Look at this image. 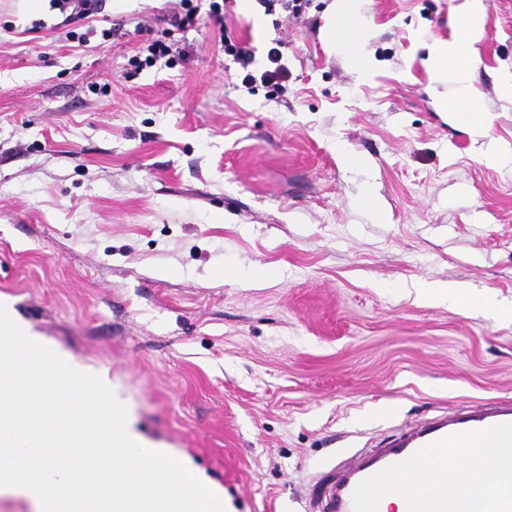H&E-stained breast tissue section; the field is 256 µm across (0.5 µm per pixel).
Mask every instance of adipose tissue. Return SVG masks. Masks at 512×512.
I'll return each instance as SVG.
<instances>
[{"label":"adipose tissue","mask_w":512,"mask_h":512,"mask_svg":"<svg viewBox=\"0 0 512 512\" xmlns=\"http://www.w3.org/2000/svg\"><path fill=\"white\" fill-rule=\"evenodd\" d=\"M456 15L453 38L428 44L424 68L431 84L452 86L451 93L439 98L440 109L466 120L479 132L485 126V115L474 93L478 59L473 45L484 30L482 0H460ZM326 37L332 50L344 56L357 73L364 76L372 71L374 62L366 50L369 31L360 0H337ZM494 453V448L485 444L461 449L451 493L462 501L472 496L478 489L482 469Z\"/></svg>","instance_id":"1"}]
</instances>
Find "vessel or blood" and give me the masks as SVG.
Wrapping results in <instances>:
<instances>
[{
	"label": "vessel or blood",
	"instance_id": "vessel-or-blood-1",
	"mask_svg": "<svg viewBox=\"0 0 512 512\" xmlns=\"http://www.w3.org/2000/svg\"><path fill=\"white\" fill-rule=\"evenodd\" d=\"M479 439L494 445L497 462L483 476V492L472 495L464 508L485 512L491 504L496 512H512V497L489 495L498 479L500 461L512 460L511 399L459 408L428 424L416 425L380 455L328 475L312 490L314 512H382L388 476H404L422 466L427 469L425 488L408 492V512H459L462 507L448 495L456 468L448 460V451L469 447Z\"/></svg>",
	"mask_w": 512,
	"mask_h": 512
}]
</instances>
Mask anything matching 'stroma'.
I'll return each instance as SVG.
<instances>
[{
  "instance_id": "1",
  "label": "stroma",
  "mask_w": 512,
  "mask_h": 512,
  "mask_svg": "<svg viewBox=\"0 0 512 512\" xmlns=\"http://www.w3.org/2000/svg\"><path fill=\"white\" fill-rule=\"evenodd\" d=\"M176 4L73 23L0 0V302L236 512H305L322 473L409 424L512 399V174L483 157L512 151V0L474 44L479 135L423 67L448 0H366V76L325 43L333 0L296 19L249 0L185 31ZM224 37L259 69L281 40L287 93L238 88ZM155 40L183 59L136 68ZM419 295L440 305L447 303L448 305H454L460 299H463L454 289L450 288L447 284L441 283H432L422 286L419 288Z\"/></svg>"
}]
</instances>
